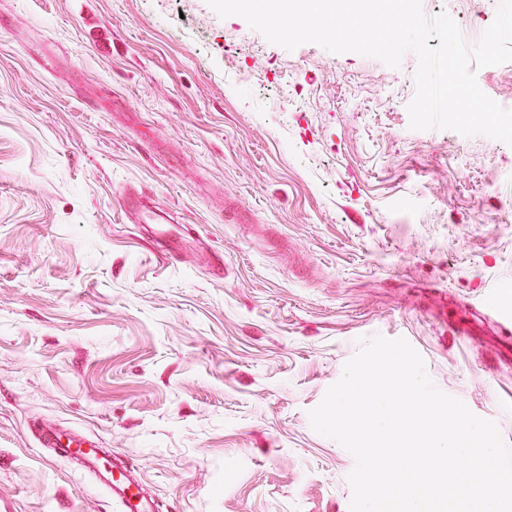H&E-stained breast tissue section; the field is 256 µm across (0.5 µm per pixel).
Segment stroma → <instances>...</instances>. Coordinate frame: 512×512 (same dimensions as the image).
I'll return each instance as SVG.
<instances>
[{
    "label": "stroma",
    "mask_w": 512,
    "mask_h": 512,
    "mask_svg": "<svg viewBox=\"0 0 512 512\" xmlns=\"http://www.w3.org/2000/svg\"><path fill=\"white\" fill-rule=\"evenodd\" d=\"M416 66L207 0H0L1 506L125 512L51 426L152 512H350L355 459L309 412L378 335L512 445V146L411 129ZM129 192L186 226L178 260ZM42 436L47 448H55L56 446L63 448L61 444L62 435L57 429L48 428L42 432ZM84 441L85 443L78 442L79 447L86 443L90 447L78 448L76 453H71L68 448H63L64 453L83 464H88L87 467L96 472L100 482L110 491L112 497L119 500L126 507L128 512H143L142 509L145 507L147 500L141 497L138 503H132V500L140 497L139 493L132 490V486H134L132 479L125 474H120L116 478L104 450L96 448L97 445L90 441Z\"/></svg>",
    "instance_id": "stroma-1"
}]
</instances>
